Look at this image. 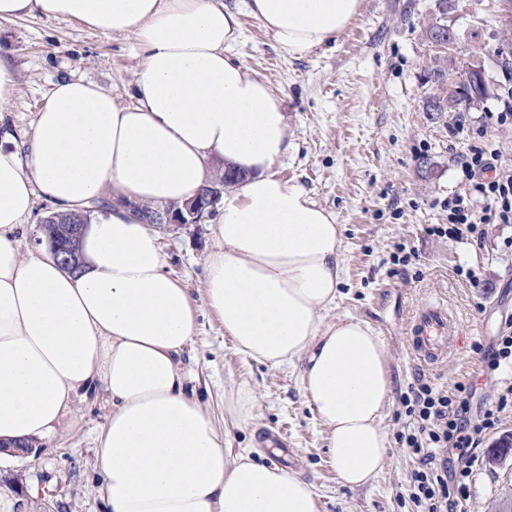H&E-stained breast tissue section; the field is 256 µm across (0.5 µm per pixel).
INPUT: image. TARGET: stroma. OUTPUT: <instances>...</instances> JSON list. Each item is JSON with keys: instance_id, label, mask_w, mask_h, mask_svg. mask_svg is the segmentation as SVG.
Here are the masks:
<instances>
[{"instance_id": "stroma-1", "label": "stroma", "mask_w": 512, "mask_h": 512, "mask_svg": "<svg viewBox=\"0 0 512 512\" xmlns=\"http://www.w3.org/2000/svg\"><path fill=\"white\" fill-rule=\"evenodd\" d=\"M502 10L501 0H458L449 15L461 37L483 47L491 93L467 111L441 114L425 109L436 92L424 78L438 52L427 37L438 15L436 0H362L359 16L334 42L301 58L278 50L253 18H241L244 38L232 54L271 85L288 116L292 148L275 170L333 211L344 226L342 296L328 317L367 322L386 347L393 400L383 424L391 448L373 483L351 488L340 482L326 431L303 394L299 368L272 369L237 353L222 322L203 307L217 216L157 227L167 272L202 305L183 354L189 386L216 424L225 425L232 448H249L267 433L287 432V455L268 447L265 459L301 472L317 494L318 512H420L408 492L417 462L399 441L408 423L402 399L420 381L450 391L476 383L472 411L499 408L497 425L477 450L466 508L512 512V452L490 460L495 448L512 439V404L498 405L512 371H480L474 352L475 344H492L512 325V224L489 225L481 242L440 239L428 232L429 225L448 221L442 200L466 189L456 168L466 143L492 140L500 164L512 165V122L500 126L487 118L500 111L502 98L512 91V64L494 53L503 40H512ZM0 52L18 71L16 91L0 112L20 141L58 78L93 81L124 104L142 66L134 35L106 37L40 16L0 21ZM402 246L415 256L397 266L393 260ZM468 269L476 281L465 277ZM430 298L447 304L466 331L463 347L434 366L413 358L404 334L413 310ZM239 386L257 396L255 418L246 427L224 420V392ZM111 411L106 394L89 396L29 455L0 462V492L22 496L38 486L28 512H106L96 456L97 437Z\"/></svg>"}]
</instances>
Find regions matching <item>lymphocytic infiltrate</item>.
I'll list each match as a JSON object with an SVG mask.
<instances>
[{
  "instance_id": "f902f5d3",
  "label": "lymphocytic infiltrate",
  "mask_w": 512,
  "mask_h": 512,
  "mask_svg": "<svg viewBox=\"0 0 512 512\" xmlns=\"http://www.w3.org/2000/svg\"><path fill=\"white\" fill-rule=\"evenodd\" d=\"M496 160L485 142L459 153L457 166L467 189L444 201L448 221L431 225L430 235L481 239L485 225L512 223V168L497 166ZM466 392L463 386L451 393L421 382L402 399L411 427L400 442L418 461L409 479L410 497L423 512H457L468 500L474 452L497 423L491 408L471 415Z\"/></svg>"
}]
</instances>
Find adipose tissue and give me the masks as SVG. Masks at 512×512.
<instances>
[{
    "mask_svg": "<svg viewBox=\"0 0 512 512\" xmlns=\"http://www.w3.org/2000/svg\"><path fill=\"white\" fill-rule=\"evenodd\" d=\"M361 3L0 0V21L40 15L131 32L143 52L131 102L68 77L36 112L26 154L0 135V440L52 435L76 391L99 385L112 402L97 451L107 512H318L300 472L255 447L233 450L186 387L200 305L130 209L184 201L221 166L243 181L214 227L204 306L238 353L299 366L342 484L364 486L385 468V345L364 321L326 318L341 296L344 227L278 177L291 147L283 102L230 54L241 15L300 58L335 40ZM39 198L60 213L100 201L82 231L81 274L22 252L18 232Z\"/></svg>",
    "mask_w": 512,
    "mask_h": 512,
    "instance_id": "obj_1",
    "label": "adipose tissue"
}]
</instances>
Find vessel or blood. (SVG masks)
Masks as SVG:
<instances>
[{
	"instance_id": "obj_1",
	"label": "vessel or blood",
	"mask_w": 512,
	"mask_h": 512,
	"mask_svg": "<svg viewBox=\"0 0 512 512\" xmlns=\"http://www.w3.org/2000/svg\"><path fill=\"white\" fill-rule=\"evenodd\" d=\"M407 335L414 356L428 364L447 359L449 352L462 343L459 324L447 306L437 301L418 306L407 324Z\"/></svg>"
}]
</instances>
